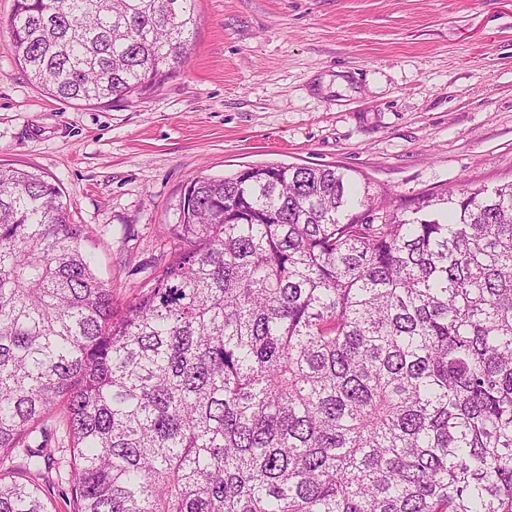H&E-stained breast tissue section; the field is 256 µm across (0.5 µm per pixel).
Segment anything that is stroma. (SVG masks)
<instances>
[{
  "label": "stroma",
  "instance_id": "1",
  "mask_svg": "<svg viewBox=\"0 0 512 512\" xmlns=\"http://www.w3.org/2000/svg\"><path fill=\"white\" fill-rule=\"evenodd\" d=\"M13 8L0 0V166L59 186L117 305L169 260L199 176L339 166L400 203L512 181V0H197L185 68L91 106L31 81Z\"/></svg>",
  "mask_w": 512,
  "mask_h": 512
}]
</instances>
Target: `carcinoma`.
<instances>
[{
	"label": "carcinoma",
	"mask_w": 512,
	"mask_h": 512,
	"mask_svg": "<svg viewBox=\"0 0 512 512\" xmlns=\"http://www.w3.org/2000/svg\"><path fill=\"white\" fill-rule=\"evenodd\" d=\"M196 2L15 0L9 27L48 94L101 105L187 63ZM357 175L195 178L117 310L59 187L0 169V512H49L58 453L77 512H512V183L400 208Z\"/></svg>",
	"instance_id": "obj_1"
}]
</instances>
